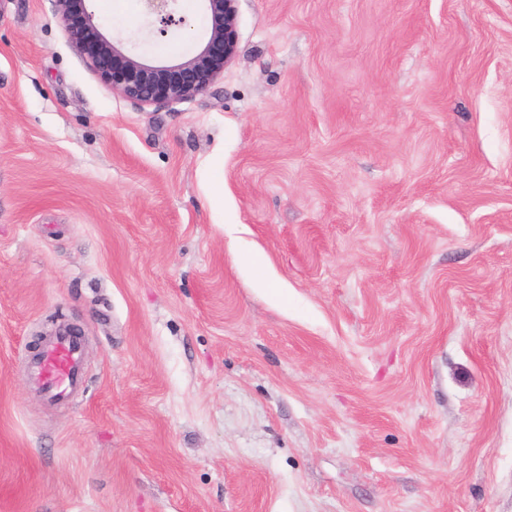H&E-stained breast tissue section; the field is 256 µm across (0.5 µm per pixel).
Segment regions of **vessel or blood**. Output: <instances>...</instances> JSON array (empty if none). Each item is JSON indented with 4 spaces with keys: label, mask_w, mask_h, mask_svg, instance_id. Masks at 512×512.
I'll return each instance as SVG.
<instances>
[{
    "label": "vessel or blood",
    "mask_w": 512,
    "mask_h": 512,
    "mask_svg": "<svg viewBox=\"0 0 512 512\" xmlns=\"http://www.w3.org/2000/svg\"><path fill=\"white\" fill-rule=\"evenodd\" d=\"M83 348L79 337L57 334L41 352L35 374L47 394L57 398L65 395L83 379Z\"/></svg>",
    "instance_id": "vessel-or-blood-1"
}]
</instances>
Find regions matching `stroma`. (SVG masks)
<instances>
[{
    "mask_svg": "<svg viewBox=\"0 0 512 512\" xmlns=\"http://www.w3.org/2000/svg\"><path fill=\"white\" fill-rule=\"evenodd\" d=\"M90 7L154 66L209 37ZM237 8L140 105L0 0V512H512V0ZM74 336L59 333L41 352L35 374L52 398L65 395L82 382L83 348L76 325L63 326Z\"/></svg>",
    "mask_w": 512,
    "mask_h": 512,
    "instance_id": "1",
    "label": "stroma"
}]
</instances>
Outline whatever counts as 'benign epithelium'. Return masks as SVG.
Returning a JSON list of instances; mask_svg holds the SVG:
<instances>
[{"mask_svg":"<svg viewBox=\"0 0 512 512\" xmlns=\"http://www.w3.org/2000/svg\"><path fill=\"white\" fill-rule=\"evenodd\" d=\"M57 16L72 47L112 90L140 104L179 101L203 94L237 53L238 0H203L211 14L209 38L193 58L168 67L141 62L102 33L88 0H54ZM148 33L165 37L186 24L178 0H141Z\"/></svg>","mask_w":512,"mask_h":512,"instance_id":"benign-epithelium-1","label":"benign epithelium"}]
</instances>
